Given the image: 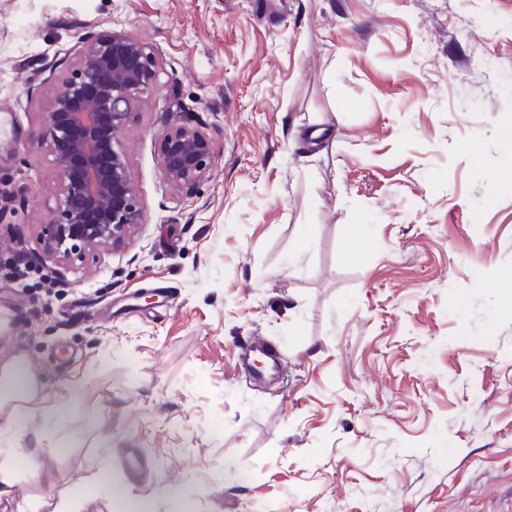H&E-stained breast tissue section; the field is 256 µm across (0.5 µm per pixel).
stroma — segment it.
<instances>
[{"mask_svg":"<svg viewBox=\"0 0 512 512\" xmlns=\"http://www.w3.org/2000/svg\"><path fill=\"white\" fill-rule=\"evenodd\" d=\"M99 31L158 58L121 134L144 211L68 266L42 114ZM506 102L512 0H0V367L65 405L0 433V512H512ZM178 122L214 146L191 189L160 170Z\"/></svg>","mask_w":512,"mask_h":512,"instance_id":"1","label":"stroma"}]
</instances>
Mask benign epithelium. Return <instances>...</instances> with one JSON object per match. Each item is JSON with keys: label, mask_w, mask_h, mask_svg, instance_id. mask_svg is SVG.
<instances>
[{"label": "benign epithelium", "mask_w": 512, "mask_h": 512, "mask_svg": "<svg viewBox=\"0 0 512 512\" xmlns=\"http://www.w3.org/2000/svg\"><path fill=\"white\" fill-rule=\"evenodd\" d=\"M82 44L75 68L42 113V143L55 163L57 188L38 241L47 257L69 264L123 244L141 224L120 132L159 75L155 52L134 35L94 32ZM213 154L210 137L188 124L171 126L158 139L161 174L173 187L200 183Z\"/></svg>", "instance_id": "obj_1"}]
</instances>
